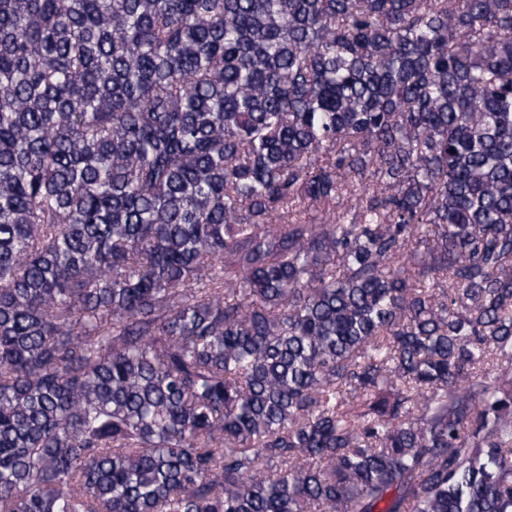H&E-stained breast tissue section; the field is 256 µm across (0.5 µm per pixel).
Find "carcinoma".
<instances>
[{"instance_id": "obj_1", "label": "carcinoma", "mask_w": 512, "mask_h": 512, "mask_svg": "<svg viewBox=\"0 0 512 512\" xmlns=\"http://www.w3.org/2000/svg\"><path fill=\"white\" fill-rule=\"evenodd\" d=\"M0 512H512V0H0Z\"/></svg>"}]
</instances>
